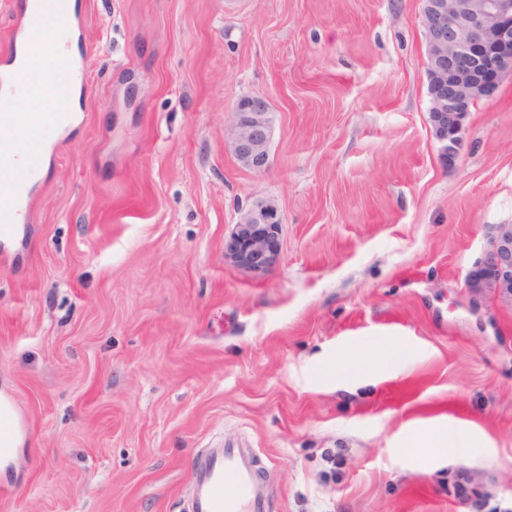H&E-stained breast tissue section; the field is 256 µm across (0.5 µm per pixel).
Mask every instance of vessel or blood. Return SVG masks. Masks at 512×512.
Segmentation results:
<instances>
[{
	"label": "vessel or blood",
	"mask_w": 512,
	"mask_h": 512,
	"mask_svg": "<svg viewBox=\"0 0 512 512\" xmlns=\"http://www.w3.org/2000/svg\"><path fill=\"white\" fill-rule=\"evenodd\" d=\"M31 13L22 15L16 33L28 51L44 59L41 74L15 70L0 81V229L30 223L32 184L48 145L60 125V111H46L48 80L62 73L72 81L85 77L83 67L67 54L73 27L69 0H32ZM261 487L249 453L242 448L211 450L194 465V495L189 512H265Z\"/></svg>",
	"instance_id": "1"
}]
</instances>
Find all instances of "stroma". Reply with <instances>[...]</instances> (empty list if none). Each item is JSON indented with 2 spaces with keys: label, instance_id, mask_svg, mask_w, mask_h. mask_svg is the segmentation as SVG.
<instances>
[{
  "label": "stroma",
  "instance_id": "stroma-1",
  "mask_svg": "<svg viewBox=\"0 0 512 512\" xmlns=\"http://www.w3.org/2000/svg\"><path fill=\"white\" fill-rule=\"evenodd\" d=\"M421 0H75L85 85L32 223L0 242V512H185L200 451L252 449L268 512H512V309L464 288L512 224V73L454 163ZM271 104L267 169L235 158ZM257 198L280 256L225 259ZM399 343L378 373L336 361ZM446 424L476 449L405 453ZM271 105L263 94L239 98L232 108L228 129L236 159L245 167L262 172L269 163L272 136ZM0 404H2V413H0V428L2 425L9 424L10 429L5 432L4 436H1L0 431V447L1 448H18L20 445V438L22 432L17 424L16 417L13 408L8 400L0 398Z\"/></svg>",
  "mask_w": 512,
  "mask_h": 512
}]
</instances>
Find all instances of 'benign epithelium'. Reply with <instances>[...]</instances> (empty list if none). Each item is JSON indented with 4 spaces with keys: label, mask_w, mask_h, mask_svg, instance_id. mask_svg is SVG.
Listing matches in <instances>:
<instances>
[{
    "label": "benign epithelium",
    "mask_w": 512,
    "mask_h": 512,
    "mask_svg": "<svg viewBox=\"0 0 512 512\" xmlns=\"http://www.w3.org/2000/svg\"><path fill=\"white\" fill-rule=\"evenodd\" d=\"M421 16L430 120L451 163L463 143L472 107L503 74L512 72V0H422ZM228 135L236 159L255 172L264 171L272 136L268 98H239ZM281 223V212L263 198L243 212L234 240L249 256L250 269L263 271L275 262ZM464 285L476 305L490 299L500 308H512V224L491 227L482 257Z\"/></svg>",
    "instance_id": "1"
}]
</instances>
